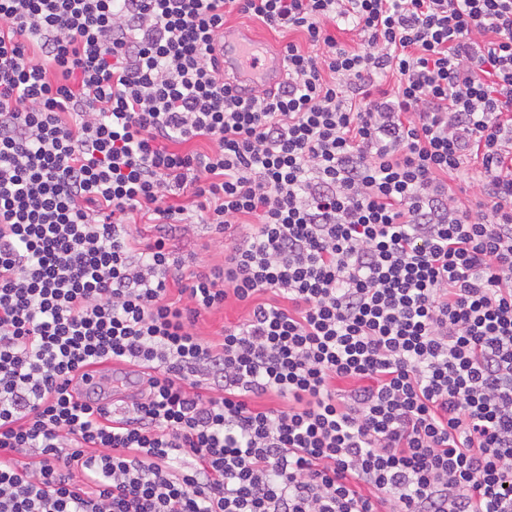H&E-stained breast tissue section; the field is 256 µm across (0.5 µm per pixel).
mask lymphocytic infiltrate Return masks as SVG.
<instances>
[{
	"mask_svg": "<svg viewBox=\"0 0 512 512\" xmlns=\"http://www.w3.org/2000/svg\"><path fill=\"white\" fill-rule=\"evenodd\" d=\"M0 512H512V0H0ZM224 44L219 59L224 72V81L230 83L241 94L251 91L274 93L286 80L288 67L285 53L280 47L288 41L305 46L299 33L278 34L246 17H231L224 25ZM265 39L275 45L257 38ZM255 60V65L252 61ZM467 168V175H465L463 179H449L448 185L462 208L475 211L479 209V203L482 201V197L478 194L476 187H473L472 182L476 183L480 179V168L478 165H470ZM205 225L206 224L195 225L194 230L181 240L178 256L186 261L196 256L208 259L213 264H222L224 261V250L222 252V249L210 244V229ZM247 314L244 306L233 301L226 303L224 308L214 312L201 325L200 331L208 339L218 340V334L224 329V325L236 324L243 321Z\"/></svg>",
	"mask_w": 512,
	"mask_h": 512,
	"instance_id": "1",
	"label": "lymphocytic infiltrate"
}]
</instances>
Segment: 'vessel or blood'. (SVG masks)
Masks as SVG:
<instances>
[{
  "instance_id": "1",
  "label": "vessel or blood",
  "mask_w": 512,
  "mask_h": 512,
  "mask_svg": "<svg viewBox=\"0 0 512 512\" xmlns=\"http://www.w3.org/2000/svg\"><path fill=\"white\" fill-rule=\"evenodd\" d=\"M219 59L225 82L242 94L276 92L288 74L286 56L280 47L240 27L225 28Z\"/></svg>"
}]
</instances>
